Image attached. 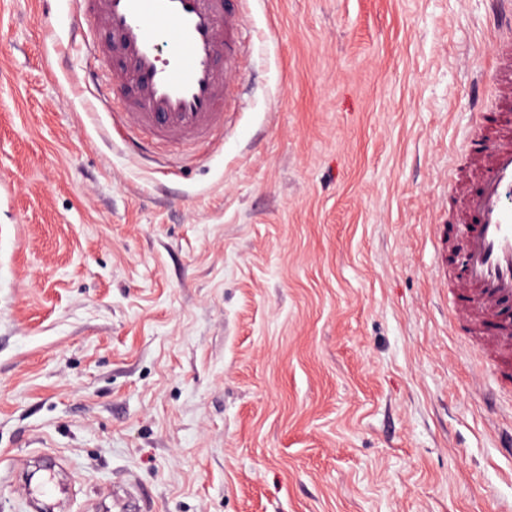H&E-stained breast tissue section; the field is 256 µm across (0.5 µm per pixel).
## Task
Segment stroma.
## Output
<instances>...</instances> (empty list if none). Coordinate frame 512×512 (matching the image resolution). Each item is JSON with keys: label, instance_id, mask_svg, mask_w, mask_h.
Listing matches in <instances>:
<instances>
[{"label": "stroma", "instance_id": "1", "mask_svg": "<svg viewBox=\"0 0 512 512\" xmlns=\"http://www.w3.org/2000/svg\"><path fill=\"white\" fill-rule=\"evenodd\" d=\"M77 0H0V512H512V428L453 335L458 149L492 0H241L211 143L142 154Z\"/></svg>", "mask_w": 512, "mask_h": 512}]
</instances>
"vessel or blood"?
I'll return each mask as SVG.
<instances>
[{
    "instance_id": "vessel-or-blood-1",
    "label": "vessel or blood",
    "mask_w": 512,
    "mask_h": 512,
    "mask_svg": "<svg viewBox=\"0 0 512 512\" xmlns=\"http://www.w3.org/2000/svg\"><path fill=\"white\" fill-rule=\"evenodd\" d=\"M234 0H80L110 42L94 53L113 64L131 92L123 129L151 143L212 140L224 126L236 69L246 46ZM496 39L488 84L497 107L464 142L476 190L462 195L468 218L453 303L464 336L512 359V7L495 13Z\"/></svg>"
}]
</instances>
